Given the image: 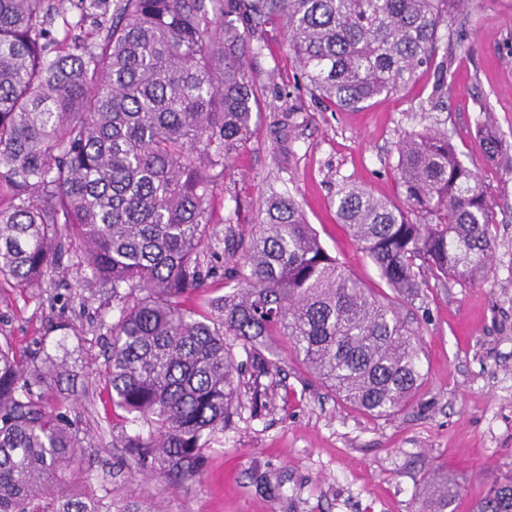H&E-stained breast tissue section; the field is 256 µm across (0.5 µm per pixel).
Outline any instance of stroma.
<instances>
[{"label":"stroma","instance_id":"1","mask_svg":"<svg viewBox=\"0 0 512 512\" xmlns=\"http://www.w3.org/2000/svg\"><path fill=\"white\" fill-rule=\"evenodd\" d=\"M454 82L444 110H431L432 69L359 111L327 107L310 93L279 23L252 61L261 88L258 135L234 162L208 232L224 236L256 222L269 184L286 185L324 247L365 287L387 291L373 263L336 219V192L355 181L396 199V143L444 123L467 166L495 203L497 246L485 278L422 289L402 317L422 335L425 383L411 405L376 417L339 400L296 360L287 337L267 341L248 367L247 395L220 445L206 449L193 480L179 484L161 462L127 450L135 433L95 372L108 327L105 292L79 285L69 263L32 291L0 281V344L30 365L52 356L49 395L68 400L85 454L51 486L56 495L108 488L160 512H423L426 482L447 483V512H471L491 482L512 475V171L479 145L482 113L512 148V0H471L453 51Z\"/></svg>","mask_w":512,"mask_h":512}]
</instances>
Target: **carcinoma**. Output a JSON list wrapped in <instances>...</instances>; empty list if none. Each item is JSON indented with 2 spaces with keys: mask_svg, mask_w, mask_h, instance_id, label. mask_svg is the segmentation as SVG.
Returning a JSON list of instances; mask_svg holds the SVG:
<instances>
[{
  "mask_svg": "<svg viewBox=\"0 0 512 512\" xmlns=\"http://www.w3.org/2000/svg\"><path fill=\"white\" fill-rule=\"evenodd\" d=\"M468 0H0V278L41 288L63 253L80 287L112 294L99 381L123 409L142 461L178 481L242 407V365L266 338L352 407L391 416L422 386L420 333L396 302L429 281L471 283L488 271L495 217L487 186L448 132L397 142L400 203L345 182L336 217L391 289L353 277L300 205L268 187L258 229L207 239L212 203L237 153L257 137L250 58L282 24L309 90L334 109H363L435 70L448 95L442 40ZM224 250V269L212 259ZM230 291L207 297L209 280ZM26 370L0 346V512H100L58 497L57 474L81 458L66 402L33 391L55 367ZM105 512H159L112 497ZM448 487L429 512H446ZM472 512H512V477Z\"/></svg>",
  "mask_w": 512,
  "mask_h": 512,
  "instance_id": "1",
  "label": "carcinoma"
}]
</instances>
